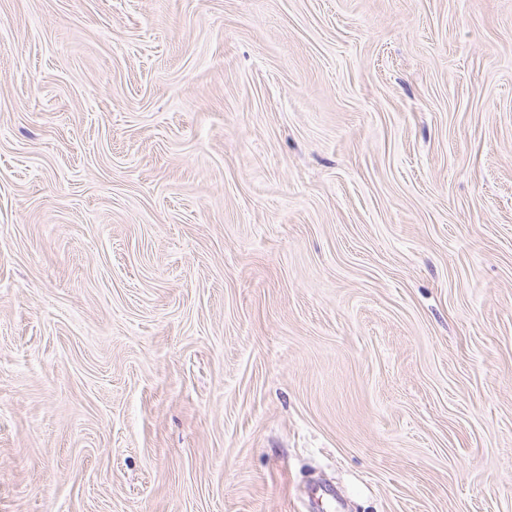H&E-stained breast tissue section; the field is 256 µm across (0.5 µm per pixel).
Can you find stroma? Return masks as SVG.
Masks as SVG:
<instances>
[{"label": "stroma", "mask_w": 512, "mask_h": 512, "mask_svg": "<svg viewBox=\"0 0 512 512\" xmlns=\"http://www.w3.org/2000/svg\"><path fill=\"white\" fill-rule=\"evenodd\" d=\"M512 512V0H0V512Z\"/></svg>", "instance_id": "1"}]
</instances>
